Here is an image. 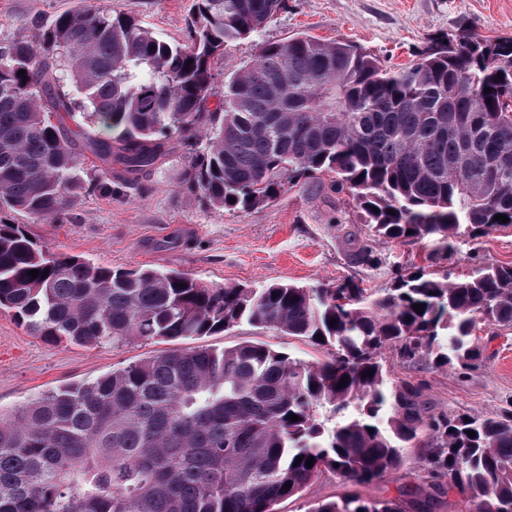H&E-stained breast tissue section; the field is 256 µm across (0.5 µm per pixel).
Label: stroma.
I'll return each instance as SVG.
<instances>
[{
  "instance_id": "1",
  "label": "stroma",
  "mask_w": 512,
  "mask_h": 512,
  "mask_svg": "<svg viewBox=\"0 0 512 512\" xmlns=\"http://www.w3.org/2000/svg\"><path fill=\"white\" fill-rule=\"evenodd\" d=\"M193 0H0V47L35 39L64 11L93 5L134 17L161 39L184 41ZM307 33L329 42L350 43L375 55L383 66L411 62L439 38L476 36L492 42L512 38V0H287V7L260 37L238 42L214 57L211 71L223 86L250 63L260 41ZM195 144L173 141L164 163L135 189L105 195L86 188L81 203L43 222L3 211L39 244L112 269H174L213 286L262 288L273 283L336 287L346 280L363 287H390L397 272L424 264L425 250L413 242L369 235L351 199L318 180L286 187L273 202L246 213L208 207L187 187L183 171ZM378 256L375 267L352 259L356 246ZM512 264V226L456 243L455 255L430 264L433 272L469 275L476 265ZM485 356L462 375L425 363L408 365L385 352L389 378L422 383L434 411L483 415L512 410V330L476 332ZM262 343L305 361H323L327 349L305 339L263 331L242 323L208 336L175 341L136 340L126 345L55 343L29 333L0 313V415L7 417L41 394L70 383L90 382L128 363L173 349L231 348ZM417 449H405L401 466L382 481L362 487L368 498L398 496L400 488L424 486ZM345 490L323 471L303 492L281 501L277 512H306L309 505Z\"/></svg>"
}]
</instances>
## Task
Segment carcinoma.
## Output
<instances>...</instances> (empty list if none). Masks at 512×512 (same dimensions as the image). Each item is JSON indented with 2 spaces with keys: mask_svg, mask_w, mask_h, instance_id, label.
<instances>
[{
  "mask_svg": "<svg viewBox=\"0 0 512 512\" xmlns=\"http://www.w3.org/2000/svg\"><path fill=\"white\" fill-rule=\"evenodd\" d=\"M285 7L194 0L187 38L171 44L88 6L0 49V210L50 220L79 204L85 179L107 194L133 185L178 138L203 144L183 178L215 209L246 213L326 176L376 235L424 240L439 255L512 225V39L438 40L392 70L354 45L301 34L262 42L216 89L211 59ZM77 114L97 126L80 140L66 123ZM90 155L107 170L91 172ZM34 269L49 273L34 279ZM4 311L35 336L79 345L245 321L329 358L197 347L50 391L0 417V512H276L324 469L344 484L382 480L404 448L446 483L399 499L345 492L307 512H433L451 491L469 512H512V411L435 412L421 383L396 382L382 364L388 349L408 364L476 367L474 331L512 328V264L461 280L414 266L372 294L353 280L221 287L177 270L98 266L0 220Z\"/></svg>",
  "mask_w": 512,
  "mask_h": 512,
  "instance_id": "cac0c4a2",
  "label": "carcinoma"
}]
</instances>
